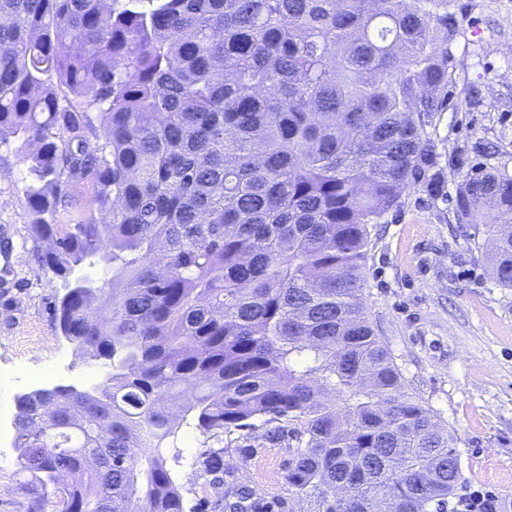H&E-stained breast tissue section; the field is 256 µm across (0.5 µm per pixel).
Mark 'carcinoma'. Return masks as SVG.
Returning <instances> with one entry per match:
<instances>
[{
  "instance_id": "1",
  "label": "carcinoma",
  "mask_w": 512,
  "mask_h": 512,
  "mask_svg": "<svg viewBox=\"0 0 512 512\" xmlns=\"http://www.w3.org/2000/svg\"><path fill=\"white\" fill-rule=\"evenodd\" d=\"M460 33L448 0H0V143H18L58 327L112 371L15 424L30 512H184L161 449L204 472L224 434L301 442L309 512H445L454 436L405 389L363 303L371 228L432 183L427 131ZM88 183L82 198L72 188ZM87 213L57 224L60 210ZM460 224L512 288V174L462 176Z\"/></svg>"
}]
</instances>
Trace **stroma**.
Here are the masks:
<instances>
[{
  "instance_id": "obj_1",
  "label": "stroma",
  "mask_w": 512,
  "mask_h": 512,
  "mask_svg": "<svg viewBox=\"0 0 512 512\" xmlns=\"http://www.w3.org/2000/svg\"><path fill=\"white\" fill-rule=\"evenodd\" d=\"M461 19L445 111L429 127L439 153V187L408 188L371 230L364 304L408 392L457 438V494L492 492L512 512V288L499 286L475 228L457 223L462 174L481 166L512 172V0H448ZM25 167L16 143L0 144V369L67 359L61 384L92 389L106 369L80 357L54 318L66 288L37 259L30 232ZM200 435L165 449L187 512L197 503L243 502L248 512H300L304 496L286 480L292 437L224 438L219 483L200 475ZM17 449L0 461V512L27 500Z\"/></svg>"
}]
</instances>
